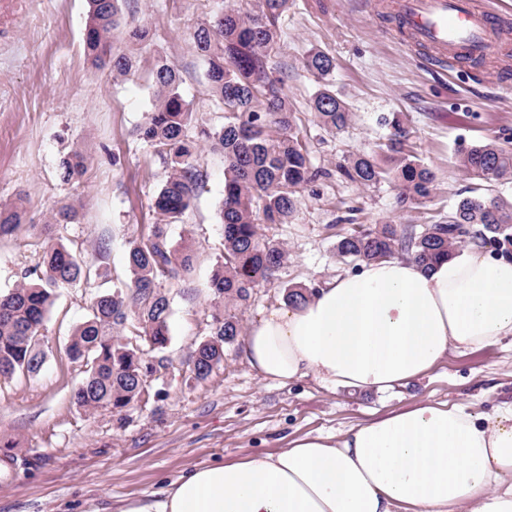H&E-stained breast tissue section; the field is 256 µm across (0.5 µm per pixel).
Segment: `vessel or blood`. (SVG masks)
<instances>
[{"instance_id":"b4317fda","label":"vessel or blood","mask_w":512,"mask_h":512,"mask_svg":"<svg viewBox=\"0 0 512 512\" xmlns=\"http://www.w3.org/2000/svg\"><path fill=\"white\" fill-rule=\"evenodd\" d=\"M396 15L408 46L442 61L488 57L501 39L499 17L474 0H397Z\"/></svg>"}]
</instances>
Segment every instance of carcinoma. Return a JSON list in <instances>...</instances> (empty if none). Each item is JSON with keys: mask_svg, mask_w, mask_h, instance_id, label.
<instances>
[{"mask_svg": "<svg viewBox=\"0 0 512 512\" xmlns=\"http://www.w3.org/2000/svg\"><path fill=\"white\" fill-rule=\"evenodd\" d=\"M119 2L88 0L84 53L91 67L109 65L127 75L135 68L134 57L112 49V32L121 25ZM287 9L288 0H254L252 10L218 14L199 25L192 35L207 64L211 93L225 112L222 127L210 128L203 122L197 126V135L224 155V200L219 212L224 254L213 266L208 283L219 306L212 313L211 337L199 344L192 359V371L200 380L223 364L224 346L239 336V320L233 310L245 304L253 289L288 261L283 248L261 242L256 216L262 215L267 224L288 223L297 207L299 189L316 177L288 96L279 80L269 75L279 18ZM305 67L320 83L311 102L317 122L326 128L343 129L350 114L346 102L328 82L334 70L333 58L314 51L306 58ZM153 81L157 101L139 136L164 155L169 167L154 198L162 223L152 225L145 237L131 242L128 279L95 297L89 315L74 329L66 347L70 359L88 366L86 377L73 394L75 404L87 410H121L141 399L155 366L123 345L114 330L133 318L152 349L164 348L170 335V305L159 290L160 281L184 279L196 262L193 245L172 241L167 226L186 214L203 178L197 143L187 134L197 113L181 91L182 79L173 62L157 57ZM390 126L387 142L381 147L383 161L367 152L353 153L345 160L344 173L368 187L392 174L399 189V204L418 203L431 196L434 175L405 151L408 132L401 118L393 117ZM460 161L482 179L512 177V150L494 141L470 146L461 153ZM86 168L87 157L74 150L61 161V178L65 182L78 180ZM25 215L20 202L0 205V239L25 223ZM78 217V210L64 203L53 210L52 223L64 226ZM476 240L499 248L512 244L511 199L467 196L444 222L411 233L394 224L354 232L336 242V253L342 259L370 263L401 252L428 269ZM83 278H89V273L76 253L49 240L36 268L25 271L22 282L0 294V378L40 369V330L55 291Z\"/></svg>", "mask_w": 512, "mask_h": 512, "instance_id": "obj_1", "label": "carcinoma"}]
</instances>
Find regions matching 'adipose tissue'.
<instances>
[{
    "label": "adipose tissue",
    "instance_id": "ef3b65f1",
    "mask_svg": "<svg viewBox=\"0 0 512 512\" xmlns=\"http://www.w3.org/2000/svg\"><path fill=\"white\" fill-rule=\"evenodd\" d=\"M512 337V256L473 246L425 269L366 263L263 311L242 341L280 384L391 394L450 351ZM115 512H512V400L479 416L422 402L340 436L202 466Z\"/></svg>",
    "mask_w": 512,
    "mask_h": 512
}]
</instances>
